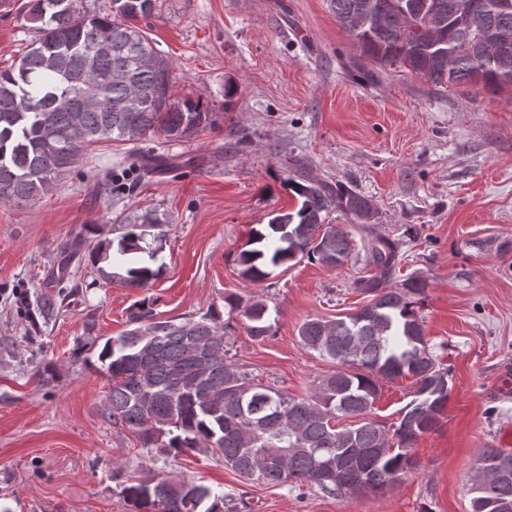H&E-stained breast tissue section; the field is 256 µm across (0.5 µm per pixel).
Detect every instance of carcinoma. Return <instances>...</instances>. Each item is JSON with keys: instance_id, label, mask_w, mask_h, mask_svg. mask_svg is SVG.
Masks as SVG:
<instances>
[{"instance_id": "carcinoma-1", "label": "carcinoma", "mask_w": 512, "mask_h": 512, "mask_svg": "<svg viewBox=\"0 0 512 512\" xmlns=\"http://www.w3.org/2000/svg\"><path fill=\"white\" fill-rule=\"evenodd\" d=\"M512 0H328L337 20L366 58L397 66L435 86L479 81L512 86ZM463 3L481 22L459 26L453 5ZM107 14L82 15L71 0H28L26 20L39 38L0 72V202L27 205L51 192L78 167L86 147L101 141L138 143L158 134L179 141L206 127L209 113L172 100L170 65L135 24L157 10L156 0H111ZM169 160L141 156L132 169L108 170L110 193L160 172ZM298 206L249 232L238 275L266 280L269 268L307 258L336 267L351 256L349 235L327 223L336 210L360 232L364 275L355 281L366 303L335 319L314 318L299 328L301 343L336 362L316 392L300 398L257 383L228 357L227 329L216 308L181 321L156 317L148 303L134 306L130 328L108 339L99 361L110 390L105 412L127 426L147 448L176 454L218 453L224 466L270 486L318 487L355 496L388 489L416 466L411 449L439 429L448 409L451 370L429 351L417 297L425 280L385 283L399 272V241L372 234L371 201L305 171L288 179ZM159 223L152 213L121 225L118 241L96 229L79 230L58 265L131 261L123 282L143 288L157 279L156 250L145 232ZM228 316L242 320L255 341L268 337L276 317L256 296L224 298ZM410 376L413 399L390 427L371 417L379 381ZM349 419L347 425L339 421ZM512 452L486 449L472 478L473 512H512ZM131 512H224V494L175 476H149L124 484Z\"/></svg>"}]
</instances>
